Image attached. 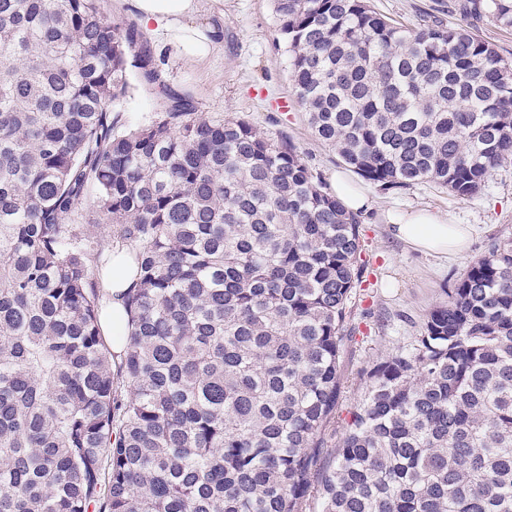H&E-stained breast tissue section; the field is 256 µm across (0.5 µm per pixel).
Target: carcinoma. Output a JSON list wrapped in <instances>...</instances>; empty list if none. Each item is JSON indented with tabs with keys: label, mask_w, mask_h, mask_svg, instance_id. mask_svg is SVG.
Instances as JSON below:
<instances>
[{
	"label": "carcinoma",
	"mask_w": 512,
	"mask_h": 512,
	"mask_svg": "<svg viewBox=\"0 0 512 512\" xmlns=\"http://www.w3.org/2000/svg\"><path fill=\"white\" fill-rule=\"evenodd\" d=\"M315 135L386 189L512 161V64L370 0H273ZM459 9L512 27V0ZM166 99L127 126L128 67ZM90 206L139 277L98 324ZM359 215L288 140L210 119L99 0H0V512H512V239L370 356L337 448Z\"/></svg>",
	"instance_id": "carcinoma-1"
}]
</instances>
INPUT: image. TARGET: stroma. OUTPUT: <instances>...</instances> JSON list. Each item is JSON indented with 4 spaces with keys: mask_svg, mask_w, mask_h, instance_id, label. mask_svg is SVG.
Instances as JSON below:
<instances>
[{
    "mask_svg": "<svg viewBox=\"0 0 512 512\" xmlns=\"http://www.w3.org/2000/svg\"><path fill=\"white\" fill-rule=\"evenodd\" d=\"M371 2L409 28L437 20L475 30L512 60V28L463 17L458 0ZM193 24L208 39V50L201 56L189 55L178 41L140 32L171 87L189 94L204 116L216 120L233 113L266 135L290 140L325 184H332L341 172L368 196L360 214L364 293L352 314L358 331L354 342L343 348L344 393L325 435L326 447H337L362 392L358 371L368 353L384 354L408 343L428 310L444 300L446 290L487 252L492 240L512 238V162L499 167L471 198H458L433 183L383 188L351 172L335 149L312 133L300 108L281 110V102L291 94L289 58L273 0H203ZM414 209L473 225L467 249L443 259L406 247L391 234L389 224L393 215Z\"/></svg>",
    "mask_w": 512,
    "mask_h": 512,
    "instance_id": "35a3bbf8",
    "label": "stroma"
}]
</instances>
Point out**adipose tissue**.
I'll return each instance as SVG.
<instances>
[{
  "instance_id": "obj_1",
  "label": "adipose tissue",
  "mask_w": 512,
  "mask_h": 512,
  "mask_svg": "<svg viewBox=\"0 0 512 512\" xmlns=\"http://www.w3.org/2000/svg\"><path fill=\"white\" fill-rule=\"evenodd\" d=\"M142 26L152 28L161 38L180 37L192 49L201 53L202 33L192 26L202 0H133ZM392 235L412 248L433 256H447L463 251L473 232L472 225L455 224L426 211H408L390 226ZM136 267L127 251L116 250L112 263L103 270L105 290L100 324L112 344V359L120 361L126 350L128 313L126 294L135 282Z\"/></svg>"
}]
</instances>
